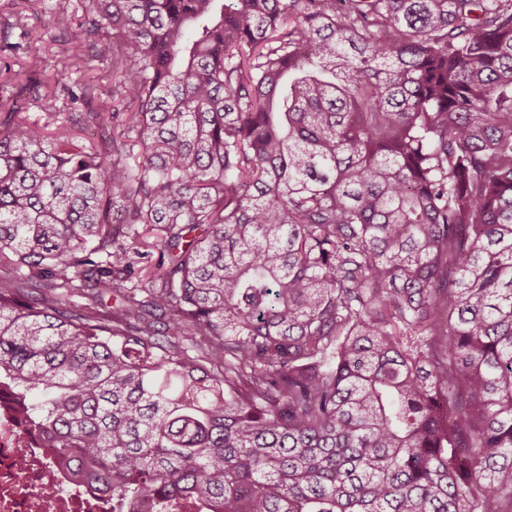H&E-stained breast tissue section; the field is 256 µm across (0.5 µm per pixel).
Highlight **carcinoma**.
Listing matches in <instances>:
<instances>
[{
	"label": "carcinoma",
	"instance_id": "1",
	"mask_svg": "<svg viewBox=\"0 0 512 512\" xmlns=\"http://www.w3.org/2000/svg\"><path fill=\"white\" fill-rule=\"evenodd\" d=\"M78 9L112 90L0 105V405L112 512H512V0Z\"/></svg>",
	"mask_w": 512,
	"mask_h": 512
}]
</instances>
